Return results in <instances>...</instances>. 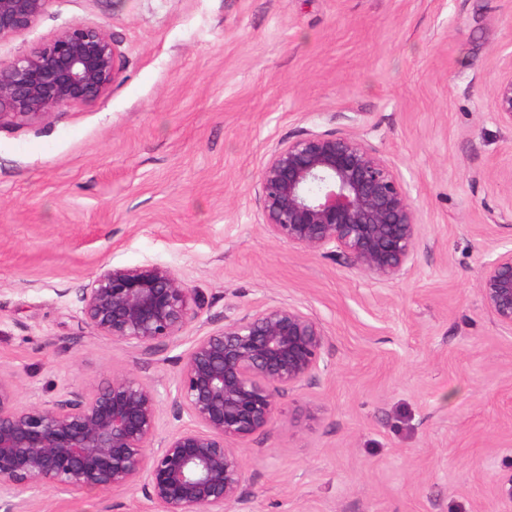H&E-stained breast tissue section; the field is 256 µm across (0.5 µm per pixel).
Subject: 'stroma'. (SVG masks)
I'll return each instance as SVG.
<instances>
[{"label": "stroma", "mask_w": 512, "mask_h": 512, "mask_svg": "<svg viewBox=\"0 0 512 512\" xmlns=\"http://www.w3.org/2000/svg\"><path fill=\"white\" fill-rule=\"evenodd\" d=\"M82 24L123 69L92 105L0 124V371L21 401L126 369L172 390L207 323L269 300L324 324L329 365L240 448L239 512H512V333L483 265L512 248V130L494 82L512 0H50L0 66ZM356 133L417 210V263L381 285L270 238L272 145ZM171 267L204 321L151 352L96 336L100 265ZM35 512H159L142 494H37Z\"/></svg>", "instance_id": "35a3bbf8"}]
</instances>
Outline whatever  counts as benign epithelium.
<instances>
[{
    "label": "benign epithelium",
    "mask_w": 512,
    "mask_h": 512,
    "mask_svg": "<svg viewBox=\"0 0 512 512\" xmlns=\"http://www.w3.org/2000/svg\"><path fill=\"white\" fill-rule=\"evenodd\" d=\"M49 0H0V39L31 27ZM122 63L101 29L76 24L0 67V120H36L102 99ZM512 128V57L494 87ZM260 217L273 239L336 260L379 283L412 273L420 224L394 164L352 133L306 130L265 154ZM482 305L512 332V248L483 266ZM80 321L98 337L151 351L177 344L204 300L172 268L102 265L79 289ZM328 334L302 307L269 302L195 337L166 395L131 371L23 403L0 373V500L31 512L29 492H139L160 512H236L237 454L277 420L279 399L328 368ZM172 423L158 439L163 399Z\"/></svg>",
    "instance_id": "7a95c632"
}]
</instances>
